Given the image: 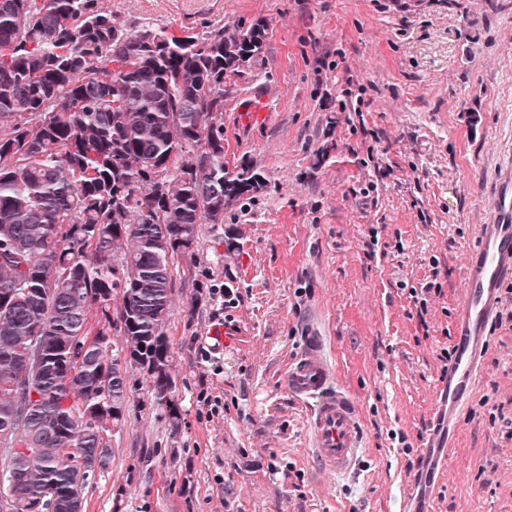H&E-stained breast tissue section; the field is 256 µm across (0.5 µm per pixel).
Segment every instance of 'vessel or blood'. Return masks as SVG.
<instances>
[{
    "label": "vessel or blood",
    "mask_w": 512,
    "mask_h": 512,
    "mask_svg": "<svg viewBox=\"0 0 512 512\" xmlns=\"http://www.w3.org/2000/svg\"><path fill=\"white\" fill-rule=\"evenodd\" d=\"M512 274V186L501 190L493 223L465 260V290L457 310L455 356L439 377L438 396L449 424L464 414L482 372V356L497 312L500 281ZM289 393L311 407L308 429L323 471L342 476L361 463L359 408L337 382L321 337L308 333L285 381Z\"/></svg>",
    "instance_id": "1"
}]
</instances>
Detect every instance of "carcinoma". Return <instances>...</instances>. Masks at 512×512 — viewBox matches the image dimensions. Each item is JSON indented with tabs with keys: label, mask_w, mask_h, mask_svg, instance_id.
<instances>
[{
	"label": "carcinoma",
	"mask_w": 512,
	"mask_h": 512,
	"mask_svg": "<svg viewBox=\"0 0 512 512\" xmlns=\"http://www.w3.org/2000/svg\"><path fill=\"white\" fill-rule=\"evenodd\" d=\"M265 26L176 34L120 23L98 0H0V435L28 448L0 469L15 512H74L73 494L112 452L83 421L117 427L127 378L105 359L109 336L148 370L152 395L177 419V384L164 330L173 267L201 224L264 187L251 166L224 164V80L263 53ZM121 255L122 278L97 253ZM121 296L111 314L112 296ZM101 317H96V314ZM99 327L102 347L68 377L75 338ZM37 338L54 357L39 372L19 346ZM39 397L19 411L12 387ZM77 448L81 466L66 452Z\"/></svg>",
	"instance_id": "obj_1"
}]
</instances>
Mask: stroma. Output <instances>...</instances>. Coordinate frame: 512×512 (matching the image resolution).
Returning a JSON list of instances; mask_svg holds the SVG:
<instances>
[{"label": "stroma", "mask_w": 512, "mask_h": 512, "mask_svg": "<svg viewBox=\"0 0 512 512\" xmlns=\"http://www.w3.org/2000/svg\"><path fill=\"white\" fill-rule=\"evenodd\" d=\"M103 5L176 33L265 25L223 112L225 163L265 186L178 259L165 332L179 421L130 365L83 512H401L410 492L420 512H512V322L489 338L445 471L408 465L441 434L465 252L512 175V0ZM429 283L419 307L408 291ZM218 321L236 333L222 354L205 338ZM311 325L359 405L364 458L344 480L318 466L285 387Z\"/></svg>", "instance_id": "stroma-1"}]
</instances>
